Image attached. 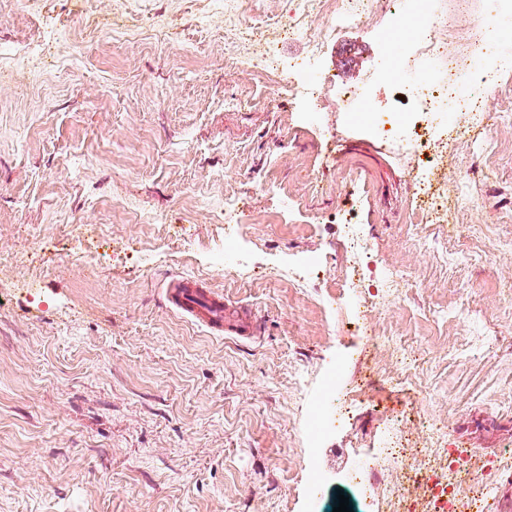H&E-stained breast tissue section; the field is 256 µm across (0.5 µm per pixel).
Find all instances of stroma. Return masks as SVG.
<instances>
[{
	"label": "stroma",
	"mask_w": 512,
	"mask_h": 512,
	"mask_svg": "<svg viewBox=\"0 0 512 512\" xmlns=\"http://www.w3.org/2000/svg\"><path fill=\"white\" fill-rule=\"evenodd\" d=\"M430 7L457 21L447 81L512 101V69L485 70L490 48L512 47V10L478 43L486 0ZM293 13V0H30L0 14V512H310L314 468L323 512L349 475L354 512H396L386 487L420 496L403 472L441 449L473 448L477 469L512 449V124L473 154L448 101L442 151L393 146L407 95L376 82L385 10L314 68ZM350 44L366 58L334 80ZM21 45L43 71L26 86ZM266 53L293 96L268 102L251 65ZM366 104L376 126L355 119ZM228 202L250 253L236 279L211 269L224 242L211 213ZM352 224L369 244L358 257ZM319 255L303 284L280 272ZM392 268L412 286L377 323L363 302ZM183 277L251 308L256 339L172 308L163 290ZM378 333L405 339L410 380L395 383ZM422 416L445 438L421 434ZM391 418L404 468L371 470Z\"/></svg>",
	"instance_id": "35a3bbf8"
}]
</instances>
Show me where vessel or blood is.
Returning <instances> with one entry per match:
<instances>
[{"instance_id": "vessel-or-blood-1", "label": "vessel or blood", "mask_w": 512, "mask_h": 512, "mask_svg": "<svg viewBox=\"0 0 512 512\" xmlns=\"http://www.w3.org/2000/svg\"><path fill=\"white\" fill-rule=\"evenodd\" d=\"M166 294L173 307L213 335L247 339L257 333L255 316L250 309L224 298L202 283L178 279L170 282Z\"/></svg>"}]
</instances>
